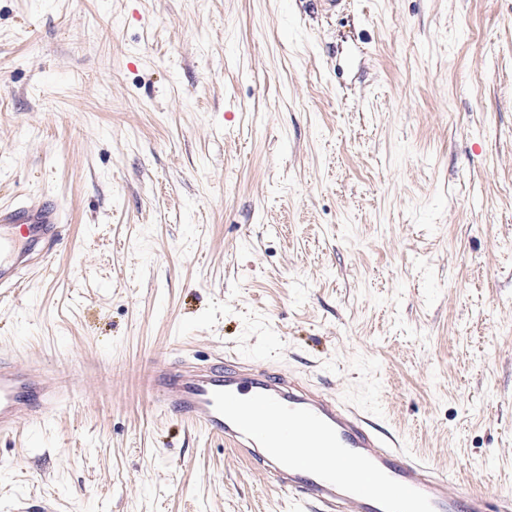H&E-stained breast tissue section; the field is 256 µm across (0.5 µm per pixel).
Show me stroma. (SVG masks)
<instances>
[{
    "instance_id": "35a3bbf8",
    "label": "stroma",
    "mask_w": 512,
    "mask_h": 512,
    "mask_svg": "<svg viewBox=\"0 0 512 512\" xmlns=\"http://www.w3.org/2000/svg\"><path fill=\"white\" fill-rule=\"evenodd\" d=\"M44 198L0 354L69 395L0 512H295L153 403L225 349L512 495V0H0V203Z\"/></svg>"
}]
</instances>
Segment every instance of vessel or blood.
<instances>
[{
  "instance_id": "b4317fda",
  "label": "vessel or blood",
  "mask_w": 512,
  "mask_h": 512,
  "mask_svg": "<svg viewBox=\"0 0 512 512\" xmlns=\"http://www.w3.org/2000/svg\"><path fill=\"white\" fill-rule=\"evenodd\" d=\"M53 203L0 206V287L17 284L32 260L48 264L59 240ZM46 366L0 355V435L54 416L65 393ZM156 403L222 437L261 464L273 487L305 512H512L409 455L398 433L377 428L358 408L309 381L237 357H177L155 366Z\"/></svg>"
}]
</instances>
